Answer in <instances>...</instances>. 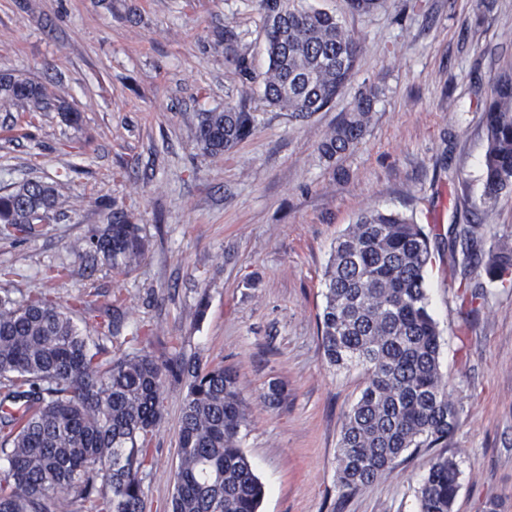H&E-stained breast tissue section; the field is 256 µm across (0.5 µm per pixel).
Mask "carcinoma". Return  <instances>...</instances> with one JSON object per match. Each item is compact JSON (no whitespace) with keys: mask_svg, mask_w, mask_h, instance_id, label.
<instances>
[{"mask_svg":"<svg viewBox=\"0 0 512 512\" xmlns=\"http://www.w3.org/2000/svg\"><path fill=\"white\" fill-rule=\"evenodd\" d=\"M267 23L263 94L272 105L307 118L342 94L360 38L335 15L289 0H261ZM224 29L227 60L245 78L251 62ZM381 89L359 92L351 108L320 143L328 161L341 160L364 137ZM0 107L28 117L53 110L68 126L81 113L47 83L18 70H0ZM487 145L482 160L485 196L512 190V77L493 83L485 105ZM254 117L226 106L197 114L202 152L218 157L253 131ZM58 182L24 180L0 195V227L33 235L59 206ZM108 224L72 245L94 252L118 274L143 260L148 242L125 209L110 204ZM484 224L448 227V251L460 323L466 333L485 283L512 282V242L479 253ZM431 231L402 213L370 209L338 238L325 271L321 344L328 362L356 360L367 367L365 386L345 415L337 474L346 491L389 474L411 448L447 445L461 408L440 371L441 333L428 309L426 271ZM119 295L92 304H59L48 288H32L18 302L0 295V512H144V481L152 468L151 442L163 417L168 377L186 382L178 431L179 465L171 512H258L265 488L240 448L251 412L239 374L221 363L166 360L141 348L108 356L86 336L74 315L126 313ZM271 407L285 399L272 381L262 394ZM459 466L438 456L417 489L420 512H452Z\"/></svg>","mask_w":512,"mask_h":512,"instance_id":"obj_1","label":"carcinoma"}]
</instances>
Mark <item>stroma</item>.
I'll use <instances>...</instances> for the list:
<instances>
[{
    "mask_svg": "<svg viewBox=\"0 0 512 512\" xmlns=\"http://www.w3.org/2000/svg\"><path fill=\"white\" fill-rule=\"evenodd\" d=\"M37 3L28 11L0 0V70L59 82L82 125L55 112L29 125L18 109H0V194L27 179L61 183L60 216L32 237L0 234V295L23 300L48 266L63 265L54 300L126 298L119 330L103 319L91 330L109 337L111 353L136 350L147 333L156 357L237 368L251 410L241 446L266 488L260 512H418L416 490L440 455L461 472L453 512L491 501L512 512V286L489 288L471 331L458 335L448 247L435 243L427 295L459 427L446 448L405 454L352 492L337 483L336 455L365 369L328 364L318 335L336 240L369 208L425 225H487L484 250L512 240V192L484 199L481 167L485 101L498 76H512V0H386L368 14L347 0H298L336 15L364 44L342 95L305 119L262 99L260 0H134L130 17L98 0ZM228 26L254 80L225 62ZM373 84L383 92L364 139L328 164L319 143ZM228 103L246 106L255 130L212 158L196 142V115ZM112 202L149 242L126 275L70 249L106 224ZM273 380L288 390L277 408L261 399ZM185 393L184 383L165 385L145 512H170Z\"/></svg>",
    "mask_w": 512,
    "mask_h": 512,
    "instance_id": "1",
    "label": "stroma"
}]
</instances>
